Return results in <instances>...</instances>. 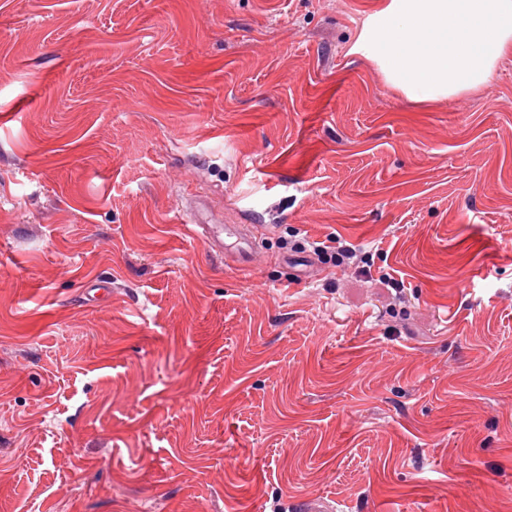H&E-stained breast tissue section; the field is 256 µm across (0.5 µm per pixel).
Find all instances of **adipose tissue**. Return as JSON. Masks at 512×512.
Here are the masks:
<instances>
[{
    "instance_id": "adipose-tissue-1",
    "label": "adipose tissue",
    "mask_w": 512,
    "mask_h": 512,
    "mask_svg": "<svg viewBox=\"0 0 512 512\" xmlns=\"http://www.w3.org/2000/svg\"><path fill=\"white\" fill-rule=\"evenodd\" d=\"M348 52L420 107L453 102L484 89L512 56V0H381Z\"/></svg>"
}]
</instances>
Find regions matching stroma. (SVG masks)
Masks as SVG:
<instances>
[{
  "label": "stroma",
  "mask_w": 512,
  "mask_h": 512,
  "mask_svg": "<svg viewBox=\"0 0 512 512\" xmlns=\"http://www.w3.org/2000/svg\"><path fill=\"white\" fill-rule=\"evenodd\" d=\"M374 2L0 0V512H512V57L419 110ZM182 222L193 223L183 226L193 235L201 237L206 243L208 249L225 260L236 263L239 267H245L250 264L253 250V239L258 232L260 225L257 224H198L195 221L181 219ZM231 229V235L235 237V243L232 250L228 251V245L224 242V235H228ZM323 242L317 241H307L308 247H310L314 254L320 256L325 263H332L336 267H340L342 265H346L350 263V260L356 257V251L351 244L346 242L341 243L338 241V246H324ZM333 249V250H328Z\"/></svg>",
  "instance_id": "35a3bbf8"
}]
</instances>
